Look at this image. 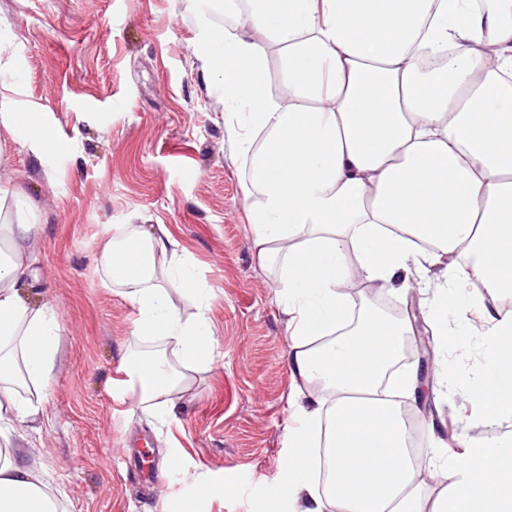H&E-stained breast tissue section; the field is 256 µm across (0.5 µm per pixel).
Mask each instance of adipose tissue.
<instances>
[{"label":"adipose tissue","instance_id":"adipose-tissue-1","mask_svg":"<svg viewBox=\"0 0 512 512\" xmlns=\"http://www.w3.org/2000/svg\"><path fill=\"white\" fill-rule=\"evenodd\" d=\"M231 29L202 24L194 57L219 78L225 124L249 172L244 190L261 267L279 263L289 363L313 389L284 467L300 512H512V442L437 449L442 494L426 497L406 448L403 398L418 377L398 361L411 318L356 306V279L415 287L441 266L474 287L512 295V0H245ZM285 96L273 98L267 50ZM437 55L431 71L424 53ZM42 226L33 204L0 208V512H59L6 434L42 408L20 397L48 388L61 328L23 292ZM104 283L139 312V332L172 342L128 364L141 402L174 404L185 370L208 368L213 330L183 318L167 284L191 283L166 225L119 224L101 245ZM442 288L429 307L439 348L463 347ZM491 362L458 383L485 421L512 419V309L487 312ZM328 479L312 485L309 452Z\"/></svg>","mask_w":512,"mask_h":512}]
</instances>
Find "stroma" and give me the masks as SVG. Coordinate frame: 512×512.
<instances>
[{
    "instance_id": "obj_1",
    "label": "stroma",
    "mask_w": 512,
    "mask_h": 512,
    "mask_svg": "<svg viewBox=\"0 0 512 512\" xmlns=\"http://www.w3.org/2000/svg\"><path fill=\"white\" fill-rule=\"evenodd\" d=\"M202 15L195 0H0V39L11 54L0 85L16 111L40 108L50 140L40 153L26 126L0 129V181L38 208L35 273L24 292L61 325L56 369L33 421L12 424L62 512H291L282 462L300 422L289 395L309 386L288 361L277 302L278 267L260 270L244 209L246 172L224 130L216 80L193 64ZM116 224H164L181 243L194 281L170 288L183 317H204L214 362L194 372L174 408L113 395L122 359L146 353L138 312L106 288L97 259ZM469 328L465 349H432L465 381L488 355L479 310L448 322ZM435 426L437 446L512 436V420L483 421L477 407L436 386L414 407ZM147 437L146 465L169 474L143 486L128 471L124 437ZM241 493L206 489L220 476Z\"/></svg>"
}]
</instances>
